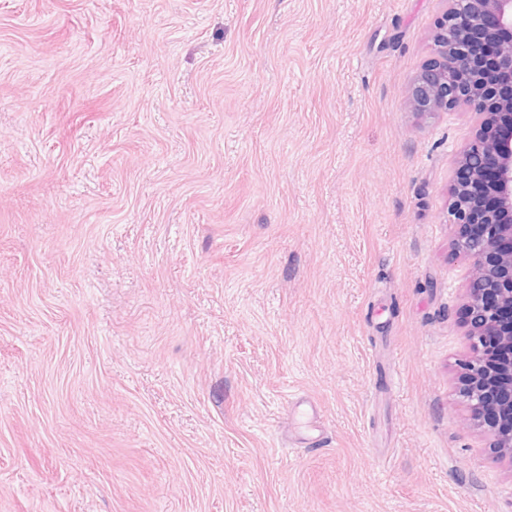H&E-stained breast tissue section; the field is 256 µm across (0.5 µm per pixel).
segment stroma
Returning <instances> with one entry per match:
<instances>
[{"instance_id":"stroma-1","label":"stroma","mask_w":512,"mask_h":512,"mask_svg":"<svg viewBox=\"0 0 512 512\" xmlns=\"http://www.w3.org/2000/svg\"><path fill=\"white\" fill-rule=\"evenodd\" d=\"M445 0H0V512H512L467 421Z\"/></svg>"}]
</instances>
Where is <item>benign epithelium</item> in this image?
<instances>
[{
    "instance_id": "1",
    "label": "benign epithelium",
    "mask_w": 512,
    "mask_h": 512,
    "mask_svg": "<svg viewBox=\"0 0 512 512\" xmlns=\"http://www.w3.org/2000/svg\"><path fill=\"white\" fill-rule=\"evenodd\" d=\"M512 0H448L433 35V59L411 80L406 98L421 114L472 110L478 128L460 152L446 223L458 227L455 254L471 264L465 288L471 355L459 362L460 394L471 418L512 459V142L495 120L512 121ZM482 33L493 77L470 63L469 36Z\"/></svg>"
}]
</instances>
